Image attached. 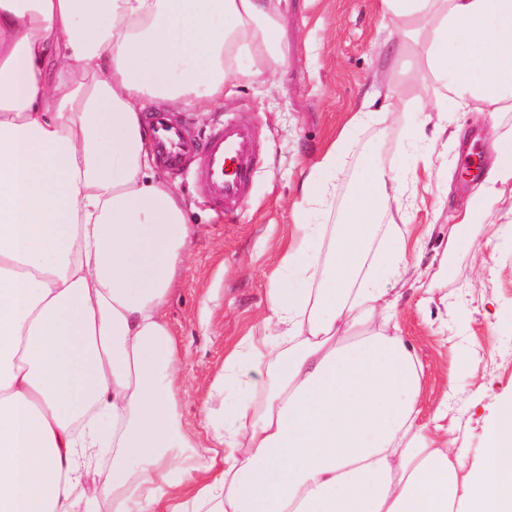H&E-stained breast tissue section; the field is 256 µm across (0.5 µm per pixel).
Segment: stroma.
I'll return each instance as SVG.
<instances>
[{
    "mask_svg": "<svg viewBox=\"0 0 512 512\" xmlns=\"http://www.w3.org/2000/svg\"><path fill=\"white\" fill-rule=\"evenodd\" d=\"M280 49L285 61L264 82L224 90V99L188 114L196 135L223 116L253 125L258 163L239 215L224 222L205 205L196 174L168 178L194 227L167 305L184 368L178 410L199 432L205 406L221 407L224 356L254 332L266 307L272 258L287 244L286 227L309 166L335 142L364 93L399 86L406 98L445 104L427 73L421 47L398 48L382 0H288ZM459 138L438 143L430 167L417 170L427 147L414 139L422 115L407 107L357 135L336 176V197L317 224L339 223L350 184L364 173L360 155L377 156L401 179L418 175L405 203L410 270L399 292L398 323L424 367V419L443 413L463 443L465 465L483 461L486 429L512 399V181L502 198H484L468 165L488 170L491 128L512 131V112L450 108ZM470 211L461 225L457 215Z\"/></svg>",
    "mask_w": 512,
    "mask_h": 512,
    "instance_id": "obj_1",
    "label": "stroma"
}]
</instances>
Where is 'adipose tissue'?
<instances>
[{
    "instance_id": "adipose-tissue-1",
    "label": "adipose tissue",
    "mask_w": 512,
    "mask_h": 512,
    "mask_svg": "<svg viewBox=\"0 0 512 512\" xmlns=\"http://www.w3.org/2000/svg\"><path fill=\"white\" fill-rule=\"evenodd\" d=\"M382 3L458 108L512 112V0ZM282 5L0 0V512H512V400L469 469L459 436L421 418L423 367L382 286L409 265L380 221L401 188L370 154L341 224L291 226L257 332L224 359L236 402L206 409L204 439L182 426L165 307L187 216L140 111L192 110L283 64ZM403 103L366 95L295 213L331 206L357 131ZM493 139L495 198L512 133Z\"/></svg>"
}]
</instances>
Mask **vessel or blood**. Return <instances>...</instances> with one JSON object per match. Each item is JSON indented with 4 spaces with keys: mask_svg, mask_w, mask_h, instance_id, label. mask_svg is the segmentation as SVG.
Here are the masks:
<instances>
[{
    "mask_svg": "<svg viewBox=\"0 0 512 512\" xmlns=\"http://www.w3.org/2000/svg\"><path fill=\"white\" fill-rule=\"evenodd\" d=\"M145 121L159 162L175 175L196 166L206 203L225 220H234L239 202L252 187L257 159L253 128L227 118L200 138L192 133L185 118L164 108L152 109Z\"/></svg>",
    "mask_w": 512,
    "mask_h": 512,
    "instance_id": "obj_1",
    "label": "vessel or blood"
}]
</instances>
